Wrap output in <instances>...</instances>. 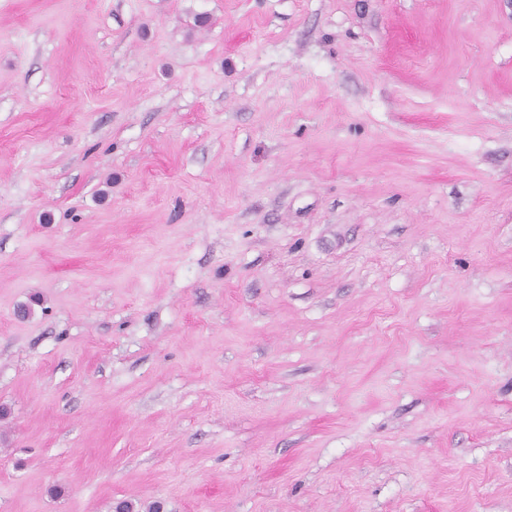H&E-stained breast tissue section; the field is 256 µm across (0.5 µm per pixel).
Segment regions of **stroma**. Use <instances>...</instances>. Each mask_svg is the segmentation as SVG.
Masks as SVG:
<instances>
[{"mask_svg":"<svg viewBox=\"0 0 512 512\" xmlns=\"http://www.w3.org/2000/svg\"><path fill=\"white\" fill-rule=\"evenodd\" d=\"M512 512V0H0V512Z\"/></svg>","mask_w":512,"mask_h":512,"instance_id":"stroma-1","label":"stroma"}]
</instances>
